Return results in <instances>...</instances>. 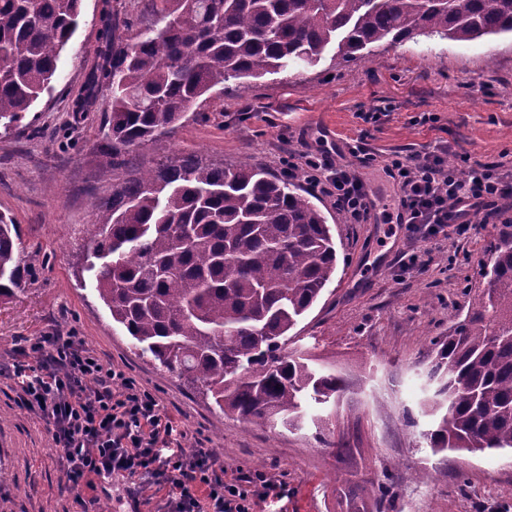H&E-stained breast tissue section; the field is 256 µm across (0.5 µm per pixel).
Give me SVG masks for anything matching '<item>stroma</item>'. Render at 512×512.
<instances>
[{
    "label": "stroma",
    "instance_id": "obj_1",
    "mask_svg": "<svg viewBox=\"0 0 512 512\" xmlns=\"http://www.w3.org/2000/svg\"><path fill=\"white\" fill-rule=\"evenodd\" d=\"M97 0L62 53L52 90L32 106L31 128H0V213L21 231L30 275L13 298L0 300V361L25 338L75 332L106 361L124 366L202 445L232 469L263 470L286 484L274 512H342L338 491L387 487L382 512H512V453H432L425 438L434 418L426 372L431 342L446 335L485 286L498 227L474 216L462 234L423 237L386 223L375 207L351 224L333 198L316 204L332 227L337 267L322 297L298 321L289 349L308 351L315 366L341 373L348 390L324 404L307 402L297 425H254L224 415L139 356L114 324L91 284L77 281L91 203L113 179L163 157L194 154L234 165L250 161L281 175L301 150L320 142L339 163L356 167L375 196L393 186L379 168L396 153L429 152L448 143L460 156L512 168V37L468 42L418 37L386 43L348 61L328 45L319 59L200 99L175 130L140 148L126 169L109 173L100 150L107 95L82 120L72 104L99 60ZM365 112L381 113L364 123ZM432 113L437 123H419ZM360 143L373 159L350 155ZM294 164V163H293ZM415 267H401L404 254ZM0 379V495L12 512H81L57 463L44 424L20 410ZM340 443L344 453L331 452Z\"/></svg>",
    "mask_w": 512,
    "mask_h": 512
}]
</instances>
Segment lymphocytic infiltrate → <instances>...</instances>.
I'll return each mask as SVG.
<instances>
[{
	"label": "lymphocytic infiltrate",
	"mask_w": 512,
	"mask_h": 512,
	"mask_svg": "<svg viewBox=\"0 0 512 512\" xmlns=\"http://www.w3.org/2000/svg\"><path fill=\"white\" fill-rule=\"evenodd\" d=\"M447 148L388 158L383 171L397 186L398 223L434 235L465 230L473 215L494 224L500 200L512 197V173L481 163L449 165ZM312 186L331 196L353 224L374 206L360 174L331 153L306 156ZM35 362H25L26 353ZM19 360L0 364L19 407L43 420L71 489L96 490L118 474L153 512H255L282 499L285 488L266 472L231 470L206 448L186 449L187 432L149 390L121 366L103 361L75 333L46 332L19 347Z\"/></svg>",
	"instance_id": "obj_1"
}]
</instances>
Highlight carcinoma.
I'll use <instances>...</instances> for the list:
<instances>
[{
  "label": "carcinoma",
  "mask_w": 512,
  "mask_h": 512,
  "mask_svg": "<svg viewBox=\"0 0 512 512\" xmlns=\"http://www.w3.org/2000/svg\"><path fill=\"white\" fill-rule=\"evenodd\" d=\"M126 39L102 17L99 58L82 115L111 92L107 166L172 133L185 112L231 80L336 56L365 57L386 39L472 41L512 35V0H160ZM82 0H0V125L28 127L71 41ZM87 267L112 321L141 355L210 397L224 414L291 425L311 399L346 380L288 354V332L336 274L322 211L288 175L194 155L158 161L112 187L85 225ZM18 225L0 215V298L29 272ZM484 289L447 336L432 341L437 383L426 433L435 452L512 449V224H501ZM382 486L348 512H380Z\"/></svg>",
  "instance_id": "1"
}]
</instances>
